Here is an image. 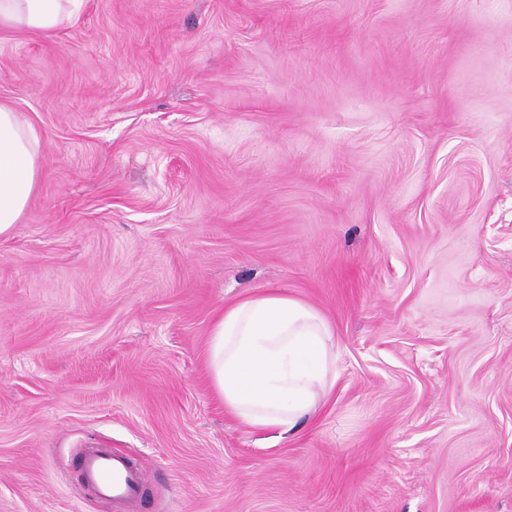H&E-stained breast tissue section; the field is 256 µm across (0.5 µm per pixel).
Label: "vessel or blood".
<instances>
[{"label":"vessel or blood","instance_id":"1","mask_svg":"<svg viewBox=\"0 0 512 512\" xmlns=\"http://www.w3.org/2000/svg\"><path fill=\"white\" fill-rule=\"evenodd\" d=\"M81 474L84 486L110 502L115 512H134L147 483L146 475L126 456L106 448L83 452Z\"/></svg>","mask_w":512,"mask_h":512}]
</instances>
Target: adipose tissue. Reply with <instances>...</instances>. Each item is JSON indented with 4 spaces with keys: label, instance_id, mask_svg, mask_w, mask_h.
<instances>
[{
    "label": "adipose tissue",
    "instance_id": "adipose-tissue-1",
    "mask_svg": "<svg viewBox=\"0 0 512 512\" xmlns=\"http://www.w3.org/2000/svg\"><path fill=\"white\" fill-rule=\"evenodd\" d=\"M85 0H0V32L52 33ZM42 147L30 122L0 102V236L28 208L41 174ZM214 393L242 425L292 432L336 382L333 333L314 307L278 289L225 306L207 341Z\"/></svg>",
    "mask_w": 512,
    "mask_h": 512
}]
</instances>
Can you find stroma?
<instances>
[{"mask_svg": "<svg viewBox=\"0 0 512 512\" xmlns=\"http://www.w3.org/2000/svg\"><path fill=\"white\" fill-rule=\"evenodd\" d=\"M43 145L0 238V512H512V0H87L0 33ZM336 382L278 438L211 390L245 294ZM84 486L110 502L117 512L135 510L148 478L132 467L128 457L107 448L82 453Z\"/></svg>", "mask_w": 512, "mask_h": 512, "instance_id": "35a3bbf8", "label": "stroma"}]
</instances>
